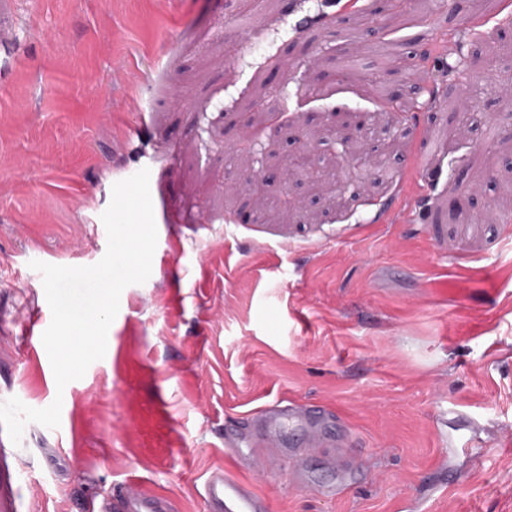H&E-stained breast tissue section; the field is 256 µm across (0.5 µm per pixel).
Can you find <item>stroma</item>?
Masks as SVG:
<instances>
[{"instance_id": "1", "label": "stroma", "mask_w": 512, "mask_h": 512, "mask_svg": "<svg viewBox=\"0 0 512 512\" xmlns=\"http://www.w3.org/2000/svg\"><path fill=\"white\" fill-rule=\"evenodd\" d=\"M0 512L147 488L205 512L230 417L320 403L354 444L336 499L256 458L270 512H512V0H0ZM419 84L397 114L376 87ZM474 126H461L464 98ZM369 113L379 175L337 187ZM149 168L157 247L109 328L126 366L42 386L38 260L97 263L114 182ZM30 334H23V327ZM457 410L477 434L450 419Z\"/></svg>"}]
</instances>
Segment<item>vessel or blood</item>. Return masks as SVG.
<instances>
[{"label": "vessel or blood", "mask_w": 512, "mask_h": 512, "mask_svg": "<svg viewBox=\"0 0 512 512\" xmlns=\"http://www.w3.org/2000/svg\"><path fill=\"white\" fill-rule=\"evenodd\" d=\"M329 420L328 412L319 405L272 404L251 415L248 432H240L236 423H226L224 452L241 462L257 454L260 446L272 445L276 456L290 459L291 477L298 481L312 464L309 446L349 447L348 436L328 434ZM203 499L206 512H269L265 496L221 470L206 478ZM96 512H172V509L163 495L137 489L102 498Z\"/></svg>", "instance_id": "b4317fda"}]
</instances>
